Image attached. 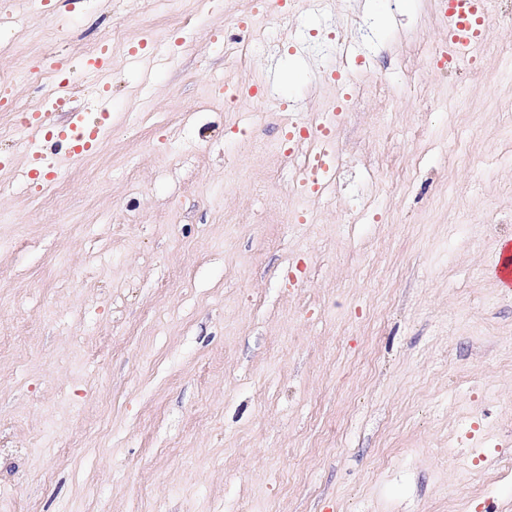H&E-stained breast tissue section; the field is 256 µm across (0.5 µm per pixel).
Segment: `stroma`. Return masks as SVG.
Instances as JSON below:
<instances>
[{"instance_id": "35a3bbf8", "label": "stroma", "mask_w": 512, "mask_h": 512, "mask_svg": "<svg viewBox=\"0 0 512 512\" xmlns=\"http://www.w3.org/2000/svg\"><path fill=\"white\" fill-rule=\"evenodd\" d=\"M290 8L257 32L251 0H0L11 512H512V0L451 68L436 0ZM344 42L382 96L343 98ZM56 64L86 90L54 125L104 131L32 182L9 102L44 110L18 74ZM338 99L310 193L288 139ZM504 293L512 291V245L499 254L498 261L491 268Z\"/></svg>"}]
</instances>
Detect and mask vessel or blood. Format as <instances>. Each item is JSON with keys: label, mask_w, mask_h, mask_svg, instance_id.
<instances>
[{"label": "vessel or blood", "mask_w": 512, "mask_h": 512, "mask_svg": "<svg viewBox=\"0 0 512 512\" xmlns=\"http://www.w3.org/2000/svg\"><path fill=\"white\" fill-rule=\"evenodd\" d=\"M491 0H438L439 24L455 61H469L486 36ZM28 136L23 143L30 159L28 176L33 179L47 177L57 172V162L45 153L43 143L47 138L63 140L68 153L80 157L90 153L100 134L99 126H89L77 121L58 130L48 122L43 112H30L22 120ZM503 292L512 291V247L501 252L492 267Z\"/></svg>", "instance_id": "1"}]
</instances>
